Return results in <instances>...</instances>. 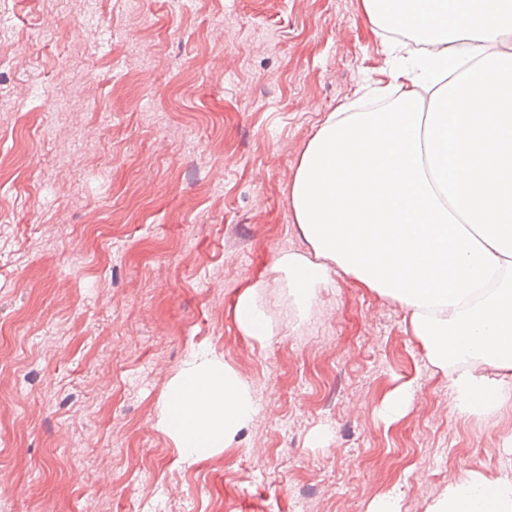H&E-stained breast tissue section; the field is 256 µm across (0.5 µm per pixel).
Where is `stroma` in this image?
<instances>
[{"label":"stroma","mask_w":512,"mask_h":512,"mask_svg":"<svg viewBox=\"0 0 512 512\" xmlns=\"http://www.w3.org/2000/svg\"><path fill=\"white\" fill-rule=\"evenodd\" d=\"M51 25L0 69V512H426L467 469L512 474V416L458 419L404 309L343 277L302 313L273 271L307 247L305 144L389 79L360 0H10L0 52ZM258 278L262 344L233 314ZM194 352L258 402L198 461L160 426ZM411 393L405 388L395 390L386 400L382 416L385 421H394L404 416L410 408Z\"/></svg>","instance_id":"35a3bbf8"}]
</instances>
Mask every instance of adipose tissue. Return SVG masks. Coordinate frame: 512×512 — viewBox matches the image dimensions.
Returning <instances> with one entry per match:
<instances>
[{
  "instance_id": "adipose-tissue-1",
  "label": "adipose tissue",
  "mask_w": 512,
  "mask_h": 512,
  "mask_svg": "<svg viewBox=\"0 0 512 512\" xmlns=\"http://www.w3.org/2000/svg\"><path fill=\"white\" fill-rule=\"evenodd\" d=\"M399 64L372 93L385 107L330 112L290 185L307 251L274 271L299 309L339 275L398 303L462 421L512 410V0H361ZM257 279L240 332L276 329ZM257 411L250 382L192 355L162 425L190 458L231 445ZM427 512H512V475L468 470Z\"/></svg>"
}]
</instances>
